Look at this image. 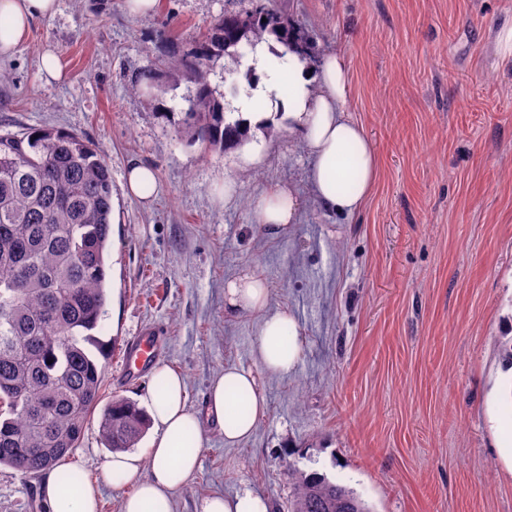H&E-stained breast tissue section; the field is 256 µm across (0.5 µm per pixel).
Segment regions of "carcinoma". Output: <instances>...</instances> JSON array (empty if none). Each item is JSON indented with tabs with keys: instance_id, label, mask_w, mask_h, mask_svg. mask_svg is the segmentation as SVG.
Instances as JSON below:
<instances>
[{
	"instance_id": "obj_1",
	"label": "carcinoma",
	"mask_w": 512,
	"mask_h": 512,
	"mask_svg": "<svg viewBox=\"0 0 512 512\" xmlns=\"http://www.w3.org/2000/svg\"><path fill=\"white\" fill-rule=\"evenodd\" d=\"M295 29L265 0L244 19L220 17L163 67L193 84L181 127L193 142L231 149L251 137L214 96L210 76L239 74L267 35L288 43ZM112 177L93 144L45 127L0 134V466L37 475L77 446L103 404L105 448L125 452L149 429L147 413L105 394V363L93 330L105 311ZM288 512H371L352 490L288 469Z\"/></svg>"
}]
</instances>
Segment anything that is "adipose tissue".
I'll return each mask as SVG.
<instances>
[{
  "mask_svg": "<svg viewBox=\"0 0 512 512\" xmlns=\"http://www.w3.org/2000/svg\"><path fill=\"white\" fill-rule=\"evenodd\" d=\"M56 8L57 0H0V55L11 53L35 18L51 15ZM251 69L247 91L237 102L239 117L260 129L276 116H287L302 133L312 159L306 180L317 202L338 214L358 212L378 178L379 158L363 126L347 115L350 75L344 55L330 51L313 64L307 54L285 52L280 43L269 40L258 45ZM345 181L350 189H342ZM253 209L265 232L276 236L295 223L299 198L293 186L282 185L257 198ZM224 301L229 313L258 315V368L226 367L212 379L201 413L188 407L179 373L168 367L155 370L154 379L163 388L150 395L153 434L146 453H118L102 466L104 482L135 485L122 502V512H172L175 495L199 466L198 449L183 450L184 438L201 441L203 423L209 420L218 425L226 445L247 441L267 411L259 372L286 376L300 362L303 337L297 318L287 309L269 310V289L260 275L246 272L229 280ZM84 468L80 459L67 466L81 478L73 492L57 474L47 476L43 495L48 512H99V487L84 479ZM201 512H271V504L249 490L231 496L214 493L202 501Z\"/></svg>",
  "mask_w": 512,
  "mask_h": 512,
  "instance_id": "ef3b65f1",
  "label": "adipose tissue"
}]
</instances>
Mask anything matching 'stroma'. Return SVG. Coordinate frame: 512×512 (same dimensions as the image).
I'll use <instances>...</instances> for the list:
<instances>
[{
  "mask_svg": "<svg viewBox=\"0 0 512 512\" xmlns=\"http://www.w3.org/2000/svg\"><path fill=\"white\" fill-rule=\"evenodd\" d=\"M247 0H159L133 18L124 0H58L0 58V134L55 127L96 144L112 174L107 305L96 333L113 350L106 386L146 405L153 377L116 376L124 342L165 338L159 365L183 375L205 410L210 381L254 367L258 318L230 315L224 285L245 271L270 308L297 317L296 371L261 375L267 412L235 447L205 424L200 466L174 512L210 494L261 493L288 512L289 468L353 490L374 512H512V61L495 34L512 0H275L312 57L337 50L350 72L349 116L377 150L380 175L356 214H331L305 181L311 158L279 120L247 146L207 150L178 133L188 80L158 97L131 93L215 19ZM64 76L44 78L45 50ZM134 161L161 192L127 195ZM237 192L223 199L225 181ZM293 184L296 224L266 235L252 203ZM70 458L88 463L100 512H122L130 486L101 482L108 458L90 419ZM43 478L0 468V512H46Z\"/></svg>",
  "mask_w": 512,
  "mask_h": 512,
  "instance_id": "35a3bbf8",
  "label": "stroma"
}]
</instances>
